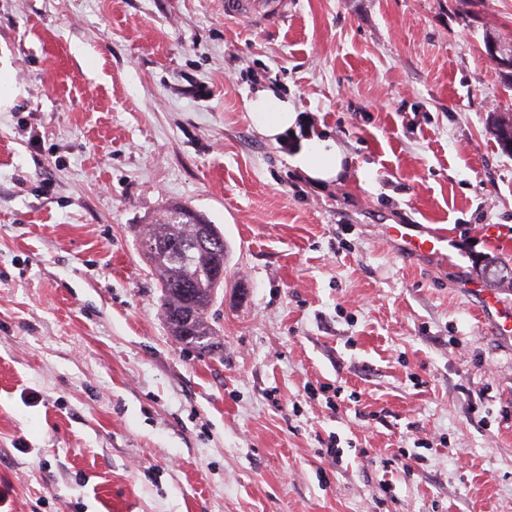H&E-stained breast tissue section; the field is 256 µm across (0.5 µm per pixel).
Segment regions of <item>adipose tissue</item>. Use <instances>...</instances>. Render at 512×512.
I'll use <instances>...</instances> for the list:
<instances>
[{
    "label": "adipose tissue",
    "mask_w": 512,
    "mask_h": 512,
    "mask_svg": "<svg viewBox=\"0 0 512 512\" xmlns=\"http://www.w3.org/2000/svg\"><path fill=\"white\" fill-rule=\"evenodd\" d=\"M251 127L270 142H277L295 127L299 114L294 107L269 89H259L246 103ZM288 163L310 182L322 185L335 181L349 163L346 152L323 134L296 141Z\"/></svg>",
    "instance_id": "ef3b65f1"
}]
</instances>
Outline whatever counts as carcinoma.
Returning a JSON list of instances; mask_svg holds the SVG:
<instances>
[{"label": "carcinoma", "instance_id": "1", "mask_svg": "<svg viewBox=\"0 0 512 512\" xmlns=\"http://www.w3.org/2000/svg\"><path fill=\"white\" fill-rule=\"evenodd\" d=\"M493 130L503 149H511L512 118H495ZM202 222H207L202 214L175 205L158 226L139 233L141 252L158 277L168 330L178 342L198 351L211 347L217 336L209 321L217 294L209 270L224 261L223 232L212 224L203 238L196 231Z\"/></svg>", "mask_w": 512, "mask_h": 512}]
</instances>
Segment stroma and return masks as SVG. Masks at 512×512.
Segmentation results:
<instances>
[{
  "label": "stroma",
  "mask_w": 512,
  "mask_h": 512,
  "mask_svg": "<svg viewBox=\"0 0 512 512\" xmlns=\"http://www.w3.org/2000/svg\"><path fill=\"white\" fill-rule=\"evenodd\" d=\"M489 39L512 0H0V512H512V334L468 289L512 311L481 274L512 267ZM260 88L350 170L292 168ZM175 201L224 232L211 356L138 246ZM286 1L288 0H224V16L275 20L287 12ZM251 127L272 143H279L289 129L296 128L299 114L294 107L270 89H258L246 103ZM412 224H395L391 226L390 235L401 239L408 254L414 255H440L448 246V238L441 234H420L416 232Z\"/></svg>",
  "instance_id": "1"
}]
</instances>
